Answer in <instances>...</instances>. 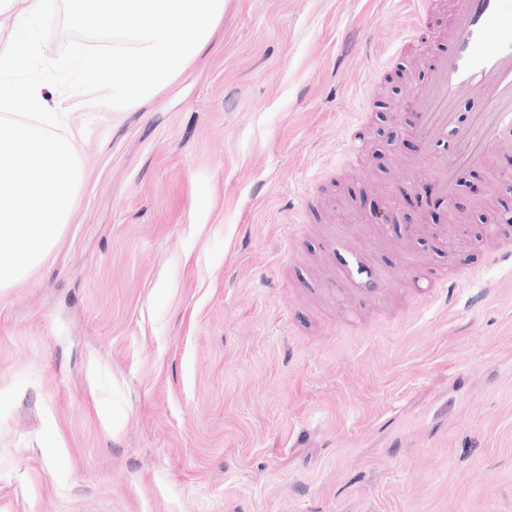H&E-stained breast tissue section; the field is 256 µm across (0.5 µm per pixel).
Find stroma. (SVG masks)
<instances>
[{
  "instance_id": "stroma-1",
  "label": "stroma",
  "mask_w": 512,
  "mask_h": 512,
  "mask_svg": "<svg viewBox=\"0 0 512 512\" xmlns=\"http://www.w3.org/2000/svg\"><path fill=\"white\" fill-rule=\"evenodd\" d=\"M452 4L405 42L401 0H231L145 103L80 94L71 220L0 290V512H512V225L407 234L512 205L486 188L512 150L450 216L399 168L417 143L380 132L414 124ZM373 201L400 220L363 256L376 292L346 268ZM463 270L452 306H415Z\"/></svg>"
}]
</instances>
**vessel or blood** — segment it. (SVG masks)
<instances>
[{
    "instance_id": "obj_1",
    "label": "vessel or blood",
    "mask_w": 512,
    "mask_h": 512,
    "mask_svg": "<svg viewBox=\"0 0 512 512\" xmlns=\"http://www.w3.org/2000/svg\"><path fill=\"white\" fill-rule=\"evenodd\" d=\"M402 4L412 16L402 31L408 39L419 29L429 0ZM440 39L442 50L433 55L426 80L409 99L417 114L410 134L421 151L408 169L431 185L434 201L444 204L458 173L485 166L512 130V0H454ZM477 96L482 105L466 123H458V104ZM447 139L454 142L453 153L434 156V145Z\"/></svg>"
}]
</instances>
